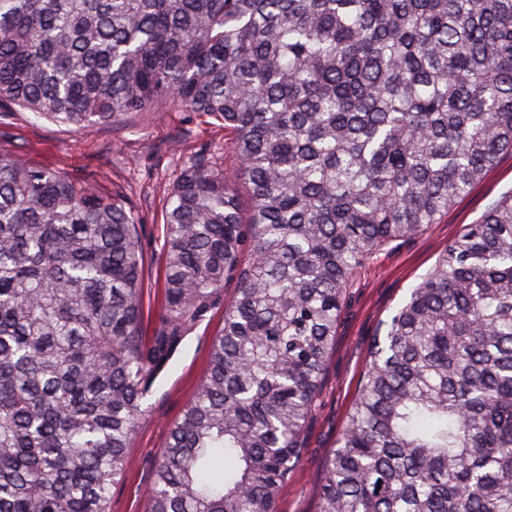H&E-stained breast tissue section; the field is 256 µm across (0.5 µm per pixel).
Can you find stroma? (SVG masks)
Instances as JSON below:
<instances>
[{
	"label": "stroma",
	"instance_id": "1",
	"mask_svg": "<svg viewBox=\"0 0 512 512\" xmlns=\"http://www.w3.org/2000/svg\"><path fill=\"white\" fill-rule=\"evenodd\" d=\"M204 146L225 167L236 166L222 125L173 108L132 115L121 125L92 134L29 113L0 116V148L79 180L101 179L106 188L124 194L139 212L145 302L152 314L164 295L162 214L168 194L180 167ZM511 191L512 154L506 152L439 223L385 247L357 269L338 319L336 345L305 426L301 461L279 492L277 512H318L323 467L358 393L373 336L461 226L475 223ZM222 324L223 316L217 313L198 328L151 396L127 450L123 476L112 491V512H143L153 464L168 427L196 398L209 368L211 338Z\"/></svg>",
	"mask_w": 512,
	"mask_h": 512
}]
</instances>
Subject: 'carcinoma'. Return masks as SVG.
I'll return each mask as SVG.
<instances>
[{"instance_id":"obj_1","label":"carcinoma","mask_w":512,"mask_h":512,"mask_svg":"<svg viewBox=\"0 0 512 512\" xmlns=\"http://www.w3.org/2000/svg\"><path fill=\"white\" fill-rule=\"evenodd\" d=\"M166 104L240 167L179 172L149 321L135 208L0 149V512H111L219 311L145 512H276L352 275L512 152V0H0V112L91 131ZM383 327L319 512H512V194ZM222 324L223 314L217 312L198 328L151 396L148 412L127 450L121 481L112 490V512H144L153 464L163 448L168 426L196 398L209 368L211 338Z\"/></svg>"}]
</instances>
